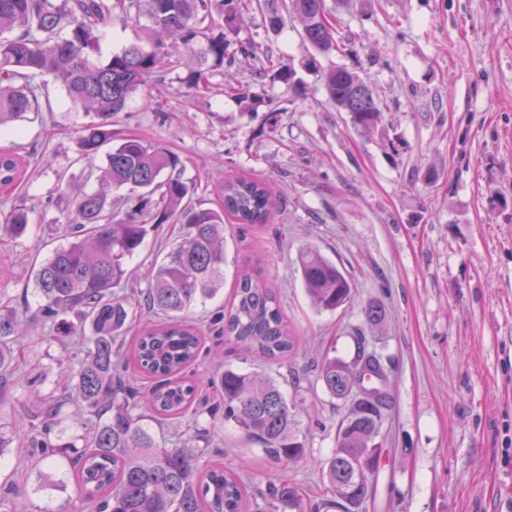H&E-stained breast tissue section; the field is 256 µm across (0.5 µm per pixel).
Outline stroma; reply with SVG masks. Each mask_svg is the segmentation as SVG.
Listing matches in <instances>:
<instances>
[{
  "label": "stroma",
  "instance_id": "1",
  "mask_svg": "<svg viewBox=\"0 0 512 512\" xmlns=\"http://www.w3.org/2000/svg\"><path fill=\"white\" fill-rule=\"evenodd\" d=\"M339 44L314 55L298 21L273 33L251 5L235 38L283 60L293 83L225 65L209 94L186 88L187 69L151 76L112 121L120 136L161 144L184 164L194 197L216 207L221 179L269 183V223L236 224L224 236V293L239 272L274 288L296 340L286 360L244 354L210 322L217 302L194 308L189 323L206 351L194 369L231 367L286 378L307 373L299 397L307 412L304 459L282 465L249 444L231 424L213 439L226 470L256 491L280 474L320 499L323 463L335 448L340 403L312 376L330 352L348 355L362 332L390 368L393 410L380 439L384 464L362 512H512V0H325ZM345 67L363 77L382 119L367 133L326 92L325 76ZM262 103L251 110L227 84ZM41 112L0 128V148L24 155L27 174L13 201L30 210L23 239L0 238V304L31 321L8 382L0 426L56 393L79 366L78 337L33 320L34 272L63 242L71 196L97 189L91 170L105 156L82 158L78 138L88 118L63 86L37 91ZM164 224L129 261L120 294L146 290L152 267L180 240ZM318 250L350 279L354 300L318 311L302 285L299 255ZM382 302L385 323L364 310ZM47 487L36 491L37 479ZM20 490L12 512H92L79 498L66 460L33 465L24 448L0 463V481Z\"/></svg>",
  "mask_w": 512,
  "mask_h": 512
}]
</instances>
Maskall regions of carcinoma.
<instances>
[{
  "label": "carcinoma",
  "mask_w": 512,
  "mask_h": 512,
  "mask_svg": "<svg viewBox=\"0 0 512 512\" xmlns=\"http://www.w3.org/2000/svg\"><path fill=\"white\" fill-rule=\"evenodd\" d=\"M248 10L245 0H0V124L21 121L40 111L37 81H60L70 100L92 116L79 136L81 156L94 160L105 152L101 190L81 193L71 203L66 242L35 273L41 299L39 313L56 323L62 336H80L85 354L72 383L23 415L14 431L26 427L34 448L62 455L74 443L58 429L72 403L103 418L83 437V449L68 457L76 489L96 512H243L245 489L238 476L213 462L210 432L196 428L189 445L167 443L151 423L184 416L200 388L184 372L200 355L201 338L184 318L192 308L216 298L224 288V220L264 224L273 206L269 186L234 178L220 187L222 204L213 209L192 201L181 177L178 155L159 144L129 136L113 143L112 116L145 78L181 65L190 53L194 67L187 89L207 93L213 72L241 61L259 64L274 79L290 83L294 71L260 58L249 42L232 41ZM289 12L303 24L305 40L318 51L336 48L325 0H290ZM145 17L156 38L148 45L130 44L100 59V27L118 18ZM326 92L336 107L350 114L355 128L367 132L381 120L372 90L357 73L331 71ZM21 156L0 152V186L19 178ZM124 190L116 204L107 191ZM9 237L19 240L30 230L29 209L22 203L0 218ZM182 226L181 242L151 274L143 298L147 312L161 323L135 338L124 351L133 318V303L115 293L126 277V262L160 225ZM304 288L319 310L335 311L354 295L345 274L316 250L301 253ZM372 326L386 319L379 301L365 309ZM219 334L244 350L279 361L294 349L275 292L256 277L238 276L233 301L220 313ZM91 335H82L85 327ZM24 324L7 305L0 306V376L13 373L14 344ZM350 360L326 357L316 366L317 380L344 403L336 424L335 448L326 461L319 503L283 476L259 492L270 512H357L372 497L378 471L381 428L392 409L389 371L367 338L353 337ZM154 384L143 389L129 382L130 368ZM224 403L208 410L211 418L232 421L242 436L271 458L288 464L306 455L300 432V403L288 399L275 378L227 369L217 376Z\"/></svg>",
  "instance_id": "carcinoma-1"
}]
</instances>
